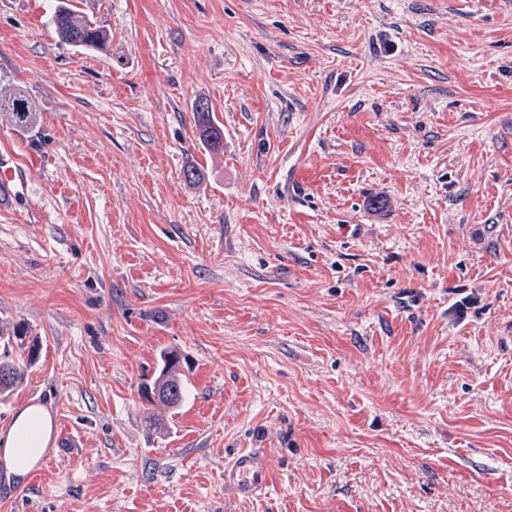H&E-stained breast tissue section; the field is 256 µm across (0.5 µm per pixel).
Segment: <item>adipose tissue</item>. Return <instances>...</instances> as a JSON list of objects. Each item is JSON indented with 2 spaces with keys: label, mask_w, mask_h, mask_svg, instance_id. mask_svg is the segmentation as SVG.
Here are the masks:
<instances>
[{
  "label": "adipose tissue",
  "mask_w": 512,
  "mask_h": 512,
  "mask_svg": "<svg viewBox=\"0 0 512 512\" xmlns=\"http://www.w3.org/2000/svg\"><path fill=\"white\" fill-rule=\"evenodd\" d=\"M53 417L39 405L22 408L8 431L0 436V472L6 481L25 482L47 451Z\"/></svg>",
  "instance_id": "1"
}]
</instances>
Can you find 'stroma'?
I'll return each instance as SVG.
<instances>
[{
  "instance_id": "obj_1",
  "label": "stroma",
  "mask_w": 512,
  "mask_h": 512,
  "mask_svg": "<svg viewBox=\"0 0 512 512\" xmlns=\"http://www.w3.org/2000/svg\"><path fill=\"white\" fill-rule=\"evenodd\" d=\"M74 3L107 52L0 0L39 111L0 125V322L38 345L0 435L62 433L0 512H512V0ZM195 126L199 139L213 152L224 149V130L212 119L208 100L199 98L194 107ZM182 354L177 350L164 351L160 355V362L151 382L142 384L141 396L143 408L147 413L149 424L157 425V420L149 414L154 406L174 411L178 409L185 397V381L182 373ZM150 406V407H146ZM271 480V464L262 450H243L224 467V485L240 498H253Z\"/></svg>"
}]
</instances>
